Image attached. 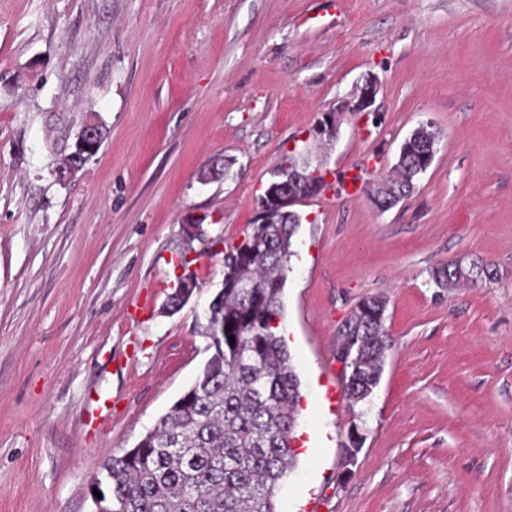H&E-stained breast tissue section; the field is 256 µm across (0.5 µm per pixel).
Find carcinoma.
<instances>
[{"instance_id": "1", "label": "carcinoma", "mask_w": 512, "mask_h": 512, "mask_svg": "<svg viewBox=\"0 0 512 512\" xmlns=\"http://www.w3.org/2000/svg\"><path fill=\"white\" fill-rule=\"evenodd\" d=\"M437 132L418 129L403 143L399 177L381 192L399 203L413 192L425 167L423 146ZM301 218L285 214L275 224H254L242 241L224 251L239 265L243 284L217 291L210 301L224 332L193 384L199 397L173 405L143 437L141 446L106 457L98 476L112 512H278L277 496L297 465L292 447L300 383L278 328L283 292ZM438 288L470 281L468 266L435 267ZM385 300L362 302L343 330L359 336L357 369L344 394L367 405L379 384L389 341ZM234 341H229V337Z\"/></svg>"}]
</instances>
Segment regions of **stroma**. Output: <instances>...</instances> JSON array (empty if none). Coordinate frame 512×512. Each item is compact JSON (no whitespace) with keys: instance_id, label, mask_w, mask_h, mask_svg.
Masks as SVG:
<instances>
[{"instance_id":"obj_1","label":"stroma","mask_w":512,"mask_h":512,"mask_svg":"<svg viewBox=\"0 0 512 512\" xmlns=\"http://www.w3.org/2000/svg\"><path fill=\"white\" fill-rule=\"evenodd\" d=\"M370 73L377 126L341 107ZM328 113L337 136L314 153L336 178H386L420 123L440 141L388 211L333 189L300 207L283 297L298 461L279 512H512V0H0V512H91L104 458L208 357L214 242L250 232L270 170ZM90 114L108 137L57 181ZM193 216L200 289L171 314ZM460 256L496 280L436 287ZM370 297L390 349L362 417L336 352Z\"/></svg>"}]
</instances>
